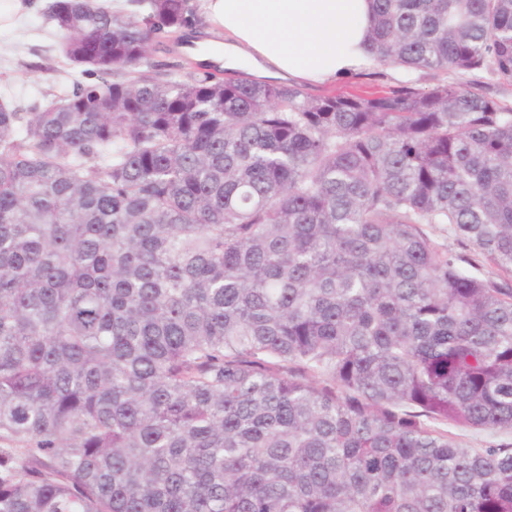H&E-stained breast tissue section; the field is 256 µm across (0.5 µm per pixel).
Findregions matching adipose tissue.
Returning <instances> with one entry per match:
<instances>
[{
    "mask_svg": "<svg viewBox=\"0 0 512 512\" xmlns=\"http://www.w3.org/2000/svg\"><path fill=\"white\" fill-rule=\"evenodd\" d=\"M373 0H204L197 62L262 80L323 85L373 63Z\"/></svg>",
    "mask_w": 512,
    "mask_h": 512,
    "instance_id": "adipose-tissue-1",
    "label": "adipose tissue"
}]
</instances>
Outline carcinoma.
<instances>
[{
    "label": "carcinoma",
    "instance_id": "cac0c4a2",
    "mask_svg": "<svg viewBox=\"0 0 512 512\" xmlns=\"http://www.w3.org/2000/svg\"><path fill=\"white\" fill-rule=\"evenodd\" d=\"M374 61L512 81V0H373ZM0 102V512H512V108L149 61L190 0H48ZM444 226L481 263L424 231ZM44 1L31 8L29 0H0V101L26 110L45 107L86 80L60 56V35L43 14ZM448 430L465 448H488L489 446L512 443V432L510 431L487 433L465 428H448Z\"/></svg>",
    "mask_w": 512,
    "mask_h": 512
}]
</instances>
